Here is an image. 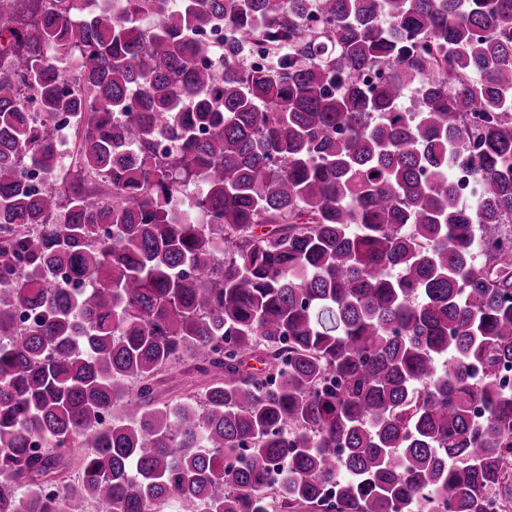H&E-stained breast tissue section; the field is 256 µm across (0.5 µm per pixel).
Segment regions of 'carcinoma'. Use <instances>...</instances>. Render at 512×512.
Instances as JSON below:
<instances>
[{
  "mask_svg": "<svg viewBox=\"0 0 512 512\" xmlns=\"http://www.w3.org/2000/svg\"><path fill=\"white\" fill-rule=\"evenodd\" d=\"M509 224L512 0H0V512L512 502Z\"/></svg>",
  "mask_w": 512,
  "mask_h": 512,
  "instance_id": "cac0c4a2",
  "label": "carcinoma"
}]
</instances>
